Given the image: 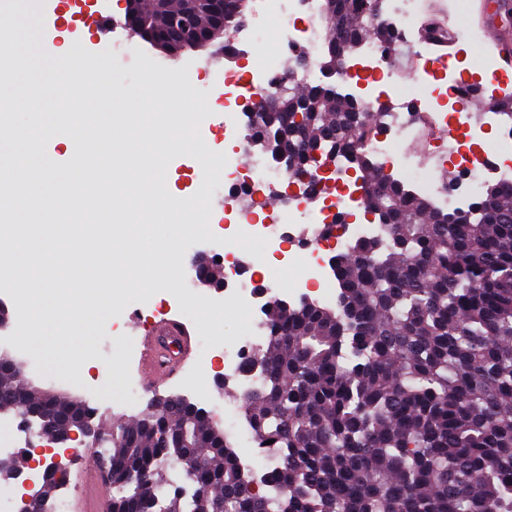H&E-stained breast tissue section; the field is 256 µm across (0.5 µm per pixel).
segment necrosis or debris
I'll use <instances>...</instances> for the list:
<instances>
[{"instance_id": "4bbe7bcc", "label": "necrosis or debris", "mask_w": 512, "mask_h": 512, "mask_svg": "<svg viewBox=\"0 0 512 512\" xmlns=\"http://www.w3.org/2000/svg\"><path fill=\"white\" fill-rule=\"evenodd\" d=\"M275 16L281 36L280 55L291 57L313 56L322 52L326 18L323 0H266ZM399 69L386 47L371 41L366 45L357 63L343 64L332 73L328 81L335 86H359L360 83L380 84L382 96L388 99V112L384 114L383 134L372 138L366 150L384 166L402 176L416 192L432 196L438 208L463 209L477 197L488 182L512 185V127L492 143L484 142V127L500 125L498 113L479 115L458 111V102L469 99L473 86L466 81L449 79L445 89L433 88L428 70L412 68L409 84L398 79ZM299 83L315 81L312 71H289L276 64L260 63L242 72L227 68L212 76L209 93L215 106L223 108L230 118H237L240 102L259 101L272 86L284 79ZM413 87L427 110L443 111L446 123L461 127L466 140L447 137L433 142H422L419 153L406 148L417 139L422 130L423 114L409 111L403 100L406 87ZM458 159V169L464 176V191H449L441 175L451 159ZM351 167L350 158L335 152L328 160L325 171L317 174L312 186H300L290 191L286 169L272 166L265 153L251 156L248 163L228 158L223 177L231 192L224 198V212L237 216L242 226L275 241L283 240V225L309 224L313 239L298 243L291 251L293 264L303 271L299 291L326 299L332 252L346 248L357 239L378 235L379 225L358 222L355 213L363 209L364 197L354 188L346 174ZM287 195L288 205L279 212L265 208L268 198ZM269 290L258 279L240 280L233 290V302L252 311L247 334L230 347L223 348L220 357L224 374L236 380L244 392H252L261 385L259 373L243 368L245 358L261 344L266 332V311Z\"/></svg>"}]
</instances>
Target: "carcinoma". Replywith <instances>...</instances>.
<instances>
[{
  "label": "carcinoma",
  "mask_w": 512,
  "mask_h": 512,
  "mask_svg": "<svg viewBox=\"0 0 512 512\" xmlns=\"http://www.w3.org/2000/svg\"><path fill=\"white\" fill-rule=\"evenodd\" d=\"M350 20L314 67L351 56L352 38L387 47L377 0H323ZM247 138L288 156L289 179L352 157L381 235L336 254V306L277 298L261 348L244 361L258 445L276 464L258 491L209 415L177 397L112 423L111 512H512V186L489 183L442 211L383 173L360 144L382 130L330 83L280 91ZM0 406L22 380L1 368Z\"/></svg>",
  "instance_id": "obj_1"
}]
</instances>
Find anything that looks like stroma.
<instances>
[{
    "instance_id": "stroma-1",
    "label": "stroma",
    "mask_w": 512,
    "mask_h": 512,
    "mask_svg": "<svg viewBox=\"0 0 512 512\" xmlns=\"http://www.w3.org/2000/svg\"><path fill=\"white\" fill-rule=\"evenodd\" d=\"M102 15L112 16L117 22L116 30L106 36L100 35L97 26V19ZM421 16L436 18L444 26L460 25L481 33L493 24L498 28L496 40L512 43V18L493 15L490 0H422ZM123 20L124 12L115 8L114 0H96L90 14L83 18L89 36L73 49L78 60L77 77L64 89L73 105L59 108L55 118L61 128L79 129V152L75 155L50 137L39 139L35 154L18 150L19 134L38 127L42 121V104L30 94L40 76L37 67L27 70L16 67L12 53L6 49L13 41L12 31L0 24V167H13L19 161L28 162L38 155L51 160L68 179L73 178L77 167L82 165L110 174L112 157L124 151L128 137L127 130L112 123L107 105L112 94L127 95L128 111L136 110L143 115L149 111V102L162 103L158 118L152 121L156 129L165 125L169 116L175 113L187 122L201 118V138L192 143L190 155L174 156L170 163L179 190L191 195L200 194L205 170L199 159L206 151L224 153L233 150L240 158L248 157L251 148L245 140V130L225 129L223 112L215 110L200 114L189 103L191 97H207V72L224 69L220 48L215 46L201 53L189 51L178 57H168L139 37L130 35ZM243 27L248 31L260 30L262 39L244 44V53L236 63L241 70L248 69L251 63L272 52L279 39L278 27L262 0H251ZM105 139L112 142L111 152L100 150V143ZM47 221L69 225L74 235L83 237L90 232L101 233L104 225L111 223L112 213L91 201L76 211L55 209L48 214ZM223 249L219 240H206L201 233L189 234L186 251L180 256L176 287L159 282L145 291L124 293L121 301L113 306L93 337L89 366L97 368L101 363L111 361L113 352H121L123 382L119 390L106 387L88 392L82 381L49 370L42 353L36 361H22L25 381L80 401L87 394H94L101 421L107 426L116 416L139 417L157 398L182 392L176 380L154 389L146 387L136 371L143 342L150 340L167 319H179L189 333L182 355L183 368L203 378L208 385L206 397L196 398V405L216 420L236 421L238 431L231 442L234 448L242 451L243 465L262 470V459L250 454L255 441L244 420L241 393L235 387L219 389V377L210 365L209 356L204 353L206 346L234 342L244 333L249 317L228 304L223 293L190 286L193 259ZM240 259L244 276L264 278L273 288H294L301 277L297 268L289 266L287 251L279 250L274 241L241 250ZM97 454V448L88 444L77 446L71 452L68 481L52 494L55 512H79L86 492L83 470L87 459Z\"/></svg>"
}]
</instances>
